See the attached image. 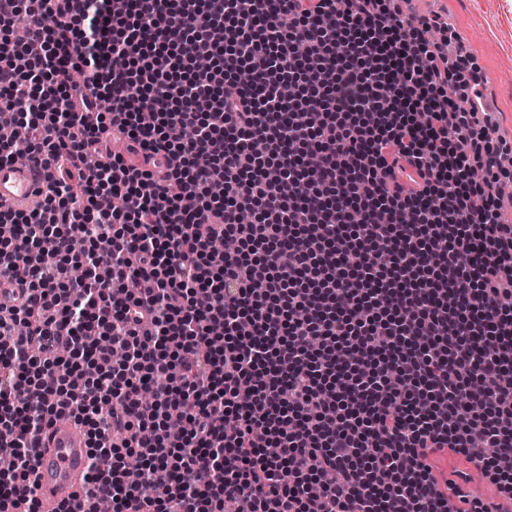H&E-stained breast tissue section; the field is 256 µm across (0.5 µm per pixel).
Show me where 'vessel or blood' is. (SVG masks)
I'll use <instances>...</instances> for the list:
<instances>
[{"mask_svg": "<svg viewBox=\"0 0 512 512\" xmlns=\"http://www.w3.org/2000/svg\"><path fill=\"white\" fill-rule=\"evenodd\" d=\"M44 178L26 163L0 165V207L28 212L42 201ZM34 469L26 498L41 512H90L94 499L84 489L88 454L82 428L59 419L34 452Z\"/></svg>", "mask_w": 512, "mask_h": 512, "instance_id": "b4317fda", "label": "vessel or blood"}]
</instances>
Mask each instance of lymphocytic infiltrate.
I'll list each match as a JSON object with an SVG mask.
<instances>
[{
    "label": "lymphocytic infiltrate",
    "mask_w": 512,
    "mask_h": 512,
    "mask_svg": "<svg viewBox=\"0 0 512 512\" xmlns=\"http://www.w3.org/2000/svg\"><path fill=\"white\" fill-rule=\"evenodd\" d=\"M481 77L396 0H0V109L46 183L0 209V512L60 415L111 512H512Z\"/></svg>",
    "instance_id": "lymphocytic-infiltrate-1"
}]
</instances>
